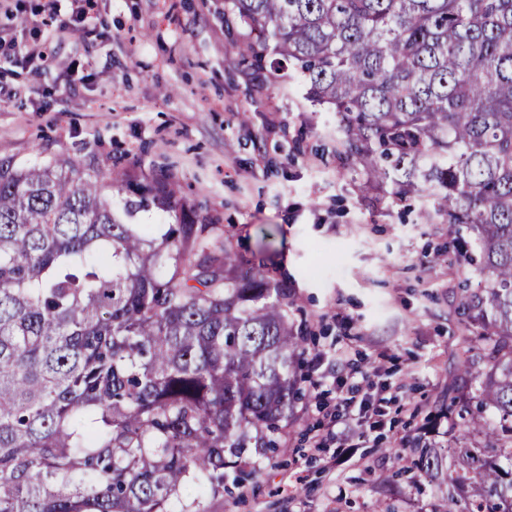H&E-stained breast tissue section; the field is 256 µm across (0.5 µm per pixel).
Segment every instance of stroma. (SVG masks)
I'll return each instance as SVG.
<instances>
[{
    "label": "stroma",
    "instance_id": "35a3bbf8",
    "mask_svg": "<svg viewBox=\"0 0 512 512\" xmlns=\"http://www.w3.org/2000/svg\"><path fill=\"white\" fill-rule=\"evenodd\" d=\"M44 2L0 8V42L43 54L31 67L0 57V157L172 173L302 310L305 397L288 452L208 512H431L439 489L415 486L396 451L438 444L423 427L473 344L462 303L476 275L453 259L466 229L367 183L299 77L243 64L246 30L225 23L224 0H97L84 30L62 0L47 38ZM340 388L362 406L349 440L330 433Z\"/></svg>",
    "mask_w": 512,
    "mask_h": 512
}]
</instances>
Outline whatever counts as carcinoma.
<instances>
[{
  "label": "carcinoma",
  "mask_w": 512,
  "mask_h": 512,
  "mask_svg": "<svg viewBox=\"0 0 512 512\" xmlns=\"http://www.w3.org/2000/svg\"><path fill=\"white\" fill-rule=\"evenodd\" d=\"M336 115L398 199L429 191L473 245L482 353L459 421L414 466L434 512H512V0H224ZM154 211L161 224L136 221ZM175 176L0 158V512H207L286 451L304 336L288 281L224 247ZM486 362L484 371L480 362ZM194 484L202 498L181 500Z\"/></svg>",
  "instance_id": "cac0c4a2"
}]
</instances>
